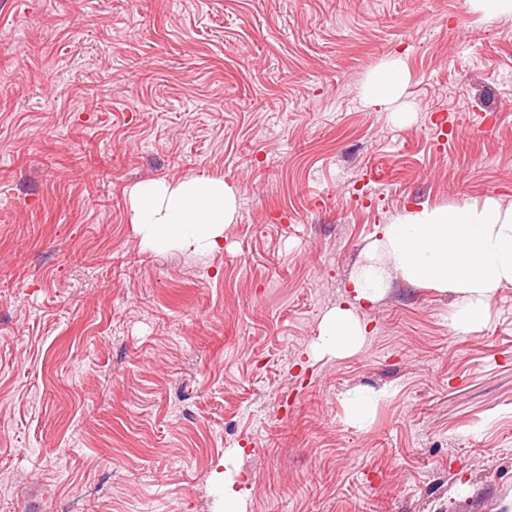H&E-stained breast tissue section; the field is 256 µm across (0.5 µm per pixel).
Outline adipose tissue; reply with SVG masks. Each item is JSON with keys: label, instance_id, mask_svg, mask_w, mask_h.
Listing matches in <instances>:
<instances>
[{"label": "adipose tissue", "instance_id": "obj_1", "mask_svg": "<svg viewBox=\"0 0 512 512\" xmlns=\"http://www.w3.org/2000/svg\"><path fill=\"white\" fill-rule=\"evenodd\" d=\"M407 72L397 62L369 77L366 99L388 105L402 94ZM131 222L145 249L192 247L212 251L236 212L233 189L223 180L189 178L175 184L145 181L130 190ZM454 294L453 329L481 324L500 288L512 285V207L488 198L405 212L385 225L368 247L367 261L351 278L358 300L375 302L393 277ZM363 328L345 307L331 310L320 326L321 348L350 354Z\"/></svg>", "mask_w": 512, "mask_h": 512}]
</instances>
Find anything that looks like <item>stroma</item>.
<instances>
[{
	"instance_id": "1",
	"label": "stroma",
	"mask_w": 512,
	"mask_h": 512,
	"mask_svg": "<svg viewBox=\"0 0 512 512\" xmlns=\"http://www.w3.org/2000/svg\"><path fill=\"white\" fill-rule=\"evenodd\" d=\"M464 2L0 0V512H224L228 479L246 512H512V285L462 331L350 282L402 210L512 206V14ZM196 176L223 245L144 250L130 189ZM339 306L361 349L315 353ZM407 72L400 62H392L369 77L364 87L365 98L375 105H389L402 94Z\"/></svg>"
}]
</instances>
